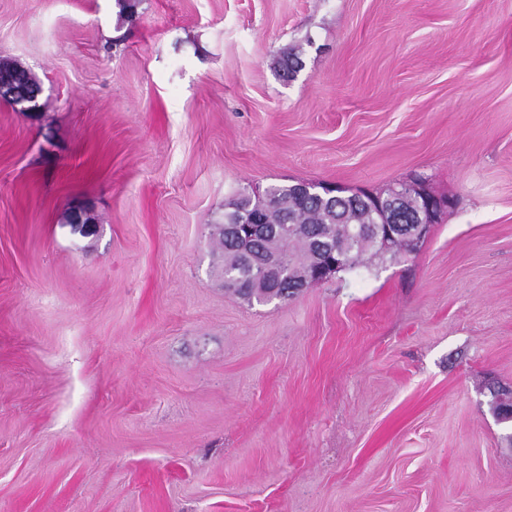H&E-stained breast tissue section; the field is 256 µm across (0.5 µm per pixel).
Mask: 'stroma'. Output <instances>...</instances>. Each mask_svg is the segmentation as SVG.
<instances>
[{
	"mask_svg": "<svg viewBox=\"0 0 512 512\" xmlns=\"http://www.w3.org/2000/svg\"><path fill=\"white\" fill-rule=\"evenodd\" d=\"M1 60L0 512H512V0H0ZM296 181L453 204L248 303L214 223ZM409 191L410 195L417 200L421 218L415 224H410L415 220L418 211L416 202L411 197L400 200L394 212V222L401 236L398 237L395 249L389 252L390 255L378 256L382 261L386 259L393 260L399 254L408 250L405 239L402 237L407 224H410L407 231L408 240L411 243L421 241L425 238L432 224L437 223L441 212L447 205L449 206V200L447 202L446 199L434 196L423 188L409 185Z\"/></svg>",
	"mask_w": 512,
	"mask_h": 512,
	"instance_id": "1",
	"label": "stroma"
}]
</instances>
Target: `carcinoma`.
<instances>
[{
    "label": "carcinoma",
    "mask_w": 512,
    "mask_h": 512,
    "mask_svg": "<svg viewBox=\"0 0 512 512\" xmlns=\"http://www.w3.org/2000/svg\"><path fill=\"white\" fill-rule=\"evenodd\" d=\"M301 68L299 50L284 52L280 61L282 77L290 78ZM255 213L265 224H286L288 230L276 236H258L250 242L252 258L246 263L239 244L229 227L239 219H249ZM416 202L407 197L395 209L398 237L395 249L388 258L393 260L407 251L402 237L405 226L415 220ZM382 220V214L373 205L368 193H345L336 189L332 194L320 190L305 191L299 183L272 185L260 196L238 195L227 204L218 222L219 247L224 251V267L240 280L235 293L248 300L265 303L271 299L286 300L295 295L293 278L280 276L271 288L262 284L267 280V262L279 252L282 266L301 270L313 269L324 256L344 263V269L355 268L363 262L369 250L370 236L365 226Z\"/></svg>",
    "instance_id": "carcinoma-1"
}]
</instances>
